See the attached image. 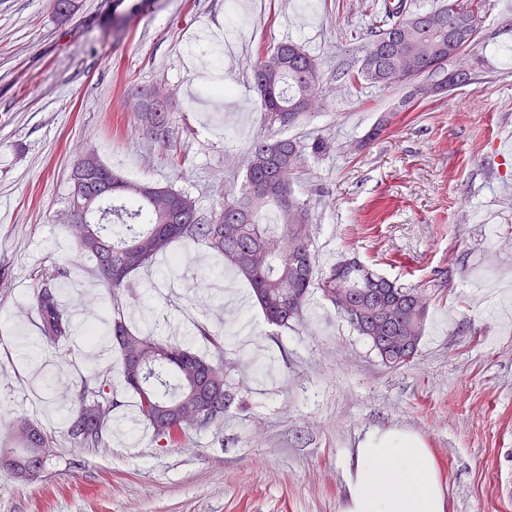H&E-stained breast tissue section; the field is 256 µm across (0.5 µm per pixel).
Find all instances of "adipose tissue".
<instances>
[{
  "label": "adipose tissue",
  "instance_id": "adipose-tissue-1",
  "mask_svg": "<svg viewBox=\"0 0 512 512\" xmlns=\"http://www.w3.org/2000/svg\"><path fill=\"white\" fill-rule=\"evenodd\" d=\"M342 512H446L429 449L394 430L364 433L344 465Z\"/></svg>",
  "mask_w": 512,
  "mask_h": 512
}]
</instances>
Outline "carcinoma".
Segmentation results:
<instances>
[{"label": "carcinoma", "instance_id": "1", "mask_svg": "<svg viewBox=\"0 0 512 512\" xmlns=\"http://www.w3.org/2000/svg\"><path fill=\"white\" fill-rule=\"evenodd\" d=\"M120 12L113 22L125 23L143 7L140 0H116ZM486 0H440L436 7L413 10L407 0H382L367 31L364 58L378 72L365 67L348 75L355 86L387 87L399 84L409 64L420 75L441 76L452 91L460 84L448 81V69L439 60L451 56L448 23L463 20L477 30ZM254 84L270 130L296 123L314 110L320 75L316 59L302 45L283 41L257 55ZM138 106L156 142L168 152L176 168H184L185 157L173 150L167 104L155 94L139 92ZM305 147L273 133L251 146L245 180L238 194L227 193L220 210L201 212L195 200L170 185L130 182L93 157L95 166L85 179L83 193L88 209L79 208L72 197V216L67 225L78 252L90 257L101 285L119 305L118 298L130 290L132 276L158 258L169 256V268L183 262L171 251L173 243L189 241L224 259L249 284L251 296L268 324L286 327L300 318L310 290L337 307L350 324L366 337L382 362L400 369L419 353L427 307L419 306L420 291L383 276L369 286L358 270L339 262L316 277V255L312 249L308 205L294 196L291 175ZM112 183V192L102 196L100 187ZM274 212L277 223L267 222ZM89 224L78 222L81 217ZM69 276L65 263L40 270L35 304L41 340L58 344L74 336L70 313L57 300L58 288ZM112 342L122 359L125 390L137 397V416L148 421L160 448L175 447L188 429H207L224 418V408L233 399L224 386V334L199 329L209 350L143 333L129 327L122 317L112 319ZM118 406L112 384L96 374L80 382L67 410L68 436L74 447L99 448L112 426V411ZM13 428L25 433L20 447L0 450L12 459L13 468H45L41 449L52 444L40 426L18 420Z\"/></svg>", "mask_w": 512, "mask_h": 512}]
</instances>
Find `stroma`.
I'll return each mask as SVG.
<instances>
[{"mask_svg":"<svg viewBox=\"0 0 512 512\" xmlns=\"http://www.w3.org/2000/svg\"><path fill=\"white\" fill-rule=\"evenodd\" d=\"M54 0H0V446L27 419L53 437L35 478L0 467V512H341L343 461L377 427L417 437L435 458L448 512H512V0H489L461 55L472 84L405 107V87L353 88L359 32L373 0H146L122 29L112 0H78L68 22ZM291 40L317 60L315 111L280 136L311 144L292 184L312 211L317 268L355 258L420 289L428 312L417 359L392 371L346 319L313 294L301 318L269 325L248 283L205 247L174 243L188 261H157L121 298L131 327L196 341L225 334L224 382L235 401L216 429L157 447L132 422L120 354L83 344L106 331L102 289L77 297L73 341L36 346L35 273L64 259L94 280L65 230L72 169L92 151L126 179L171 184L201 211L239 191L249 147L264 135L256 52ZM218 44L222 67L202 63ZM221 84L228 102L208 101ZM170 101L174 169L135 99ZM385 123L361 146L364 133ZM112 378L121 401L101 448L72 451L66 408L81 379Z\"/></svg>","mask_w":512,"mask_h":512,"instance_id":"35a3bbf8","label":"stroma"}]
</instances>
